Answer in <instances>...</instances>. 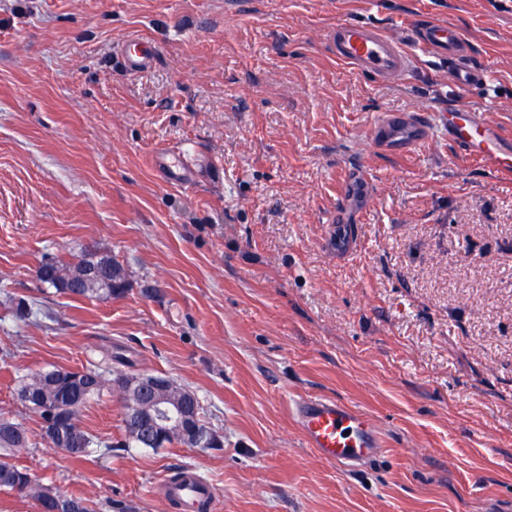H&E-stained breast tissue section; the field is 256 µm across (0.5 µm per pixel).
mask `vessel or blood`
Segmentation results:
<instances>
[{
    "label": "vessel or blood",
    "mask_w": 512,
    "mask_h": 512,
    "mask_svg": "<svg viewBox=\"0 0 512 512\" xmlns=\"http://www.w3.org/2000/svg\"><path fill=\"white\" fill-rule=\"evenodd\" d=\"M323 38L337 61L384 80L408 76L414 61L412 51L417 48L447 58L452 66V81L459 88L483 86L488 81L486 70L467 63L466 39L450 23H416L408 38L403 39L354 21H342L327 28ZM156 55V44L139 36L128 39L119 51L123 66L132 71L149 68ZM434 121L447 127L449 136L465 156L494 168L504 163L505 140L499 128L465 109L452 108L437 119L426 117L419 121H409L394 113L383 114L372 124L371 139L388 149H409L427 139ZM152 163L168 182L180 183L188 178L168 151L155 153ZM370 192L363 167H348L343 178L344 196H366ZM296 423L309 447L330 463H347L381 445L374 422L361 410L337 400L312 397L301 401L296 406ZM177 495L189 506L201 496L211 503L216 500L212 487L198 478L178 489Z\"/></svg>",
    "instance_id": "1"
}]
</instances>
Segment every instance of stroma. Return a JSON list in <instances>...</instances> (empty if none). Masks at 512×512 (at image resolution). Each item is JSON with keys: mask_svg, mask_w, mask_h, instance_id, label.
I'll return each instance as SVG.
<instances>
[{"mask_svg": "<svg viewBox=\"0 0 512 512\" xmlns=\"http://www.w3.org/2000/svg\"><path fill=\"white\" fill-rule=\"evenodd\" d=\"M417 18L469 41L486 86L458 89L415 52L386 82L336 61L324 30L360 21L399 34ZM157 41L143 72L116 62ZM482 112L512 142V0H0V413L24 423L13 456L60 491L125 512H175L178 470L221 512H512V171L462 156L444 128L394 154L385 112ZM189 145L202 176L151 166ZM373 193L336 255L352 163ZM109 251L128 291L109 301L45 293L46 256ZM105 364L195 393L215 448H130L74 460L48 447L19 379ZM334 398L378 424L370 461L320 460L294 403ZM106 392L84 430L123 437ZM156 55L157 45L139 36L128 39L119 51L123 66L131 71H141L149 68ZM182 149L177 150H163L155 153L152 158L153 165L161 170L170 183H181L188 179L189 174L179 164V161L174 159H167L168 156L174 153L182 152ZM5 310L19 322L30 321L31 318L40 314V309L37 308L36 303L25 298H16L7 296L6 300L0 303Z\"/></svg>", "mask_w": 512, "mask_h": 512, "instance_id": "35a3bbf8", "label": "stroma"}]
</instances>
